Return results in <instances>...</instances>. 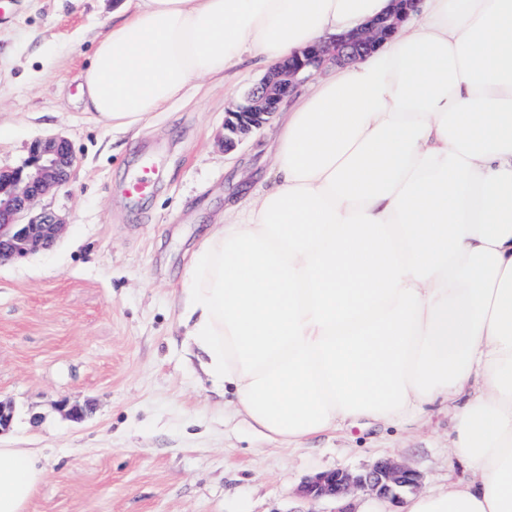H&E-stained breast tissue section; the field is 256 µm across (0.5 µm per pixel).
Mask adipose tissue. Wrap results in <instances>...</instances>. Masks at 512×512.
Wrapping results in <instances>:
<instances>
[{"instance_id":"1","label":"adipose tissue","mask_w":512,"mask_h":512,"mask_svg":"<svg viewBox=\"0 0 512 512\" xmlns=\"http://www.w3.org/2000/svg\"><path fill=\"white\" fill-rule=\"evenodd\" d=\"M392 7L123 0L81 103L131 130L243 52L272 68ZM279 113L271 187L193 252L185 346L273 442L452 408L473 480L368 512H512V0H417ZM42 475L0 447V512H26Z\"/></svg>"}]
</instances>
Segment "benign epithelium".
I'll return each instance as SVG.
<instances>
[{"label": "benign epithelium", "mask_w": 512, "mask_h": 512, "mask_svg": "<svg viewBox=\"0 0 512 512\" xmlns=\"http://www.w3.org/2000/svg\"><path fill=\"white\" fill-rule=\"evenodd\" d=\"M394 2L390 13L324 44L310 46L270 71L226 112L224 151L234 150L243 136L266 124L285 97L326 66L361 59L389 39L406 18L407 6L417 0ZM75 163L69 140L54 135L32 143L29 170H0V265L47 250L59 239L61 220L44 211L37 213L34 208L51 190L69 183ZM420 485L417 471L381 459L362 472L320 473L302 487V494L310 500L340 501L354 491H362L398 503L403 494L417 491Z\"/></svg>", "instance_id": "obj_1"}]
</instances>
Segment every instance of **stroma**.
I'll use <instances>...</instances> for the list:
<instances>
[{"label": "stroma", "mask_w": 512, "mask_h": 512, "mask_svg": "<svg viewBox=\"0 0 512 512\" xmlns=\"http://www.w3.org/2000/svg\"><path fill=\"white\" fill-rule=\"evenodd\" d=\"M115 6L12 0L0 15V169L26 167L50 134L77 156L70 184L39 203L65 223L56 245L0 266V401L15 408L0 446L36 450L44 470L27 512H335L302 486L381 459L416 470L426 489L472 479L440 407L291 448L235 416L185 350L179 297L195 244L225 198L259 187L278 121L225 151V112L264 76L248 56L224 85L186 87L137 134L91 118L78 75ZM146 162L160 182L135 203L124 188ZM64 402L85 418L69 419Z\"/></svg>", "instance_id": "stroma-1"}]
</instances>
